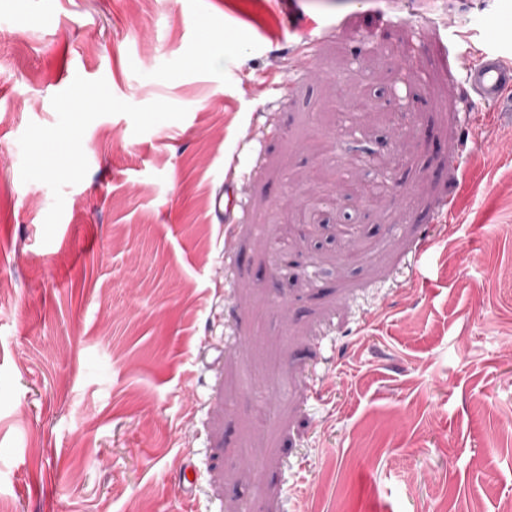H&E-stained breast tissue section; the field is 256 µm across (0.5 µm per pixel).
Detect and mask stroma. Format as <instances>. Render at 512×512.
<instances>
[{
    "label": "stroma",
    "mask_w": 512,
    "mask_h": 512,
    "mask_svg": "<svg viewBox=\"0 0 512 512\" xmlns=\"http://www.w3.org/2000/svg\"><path fill=\"white\" fill-rule=\"evenodd\" d=\"M312 20L314 79L262 89ZM493 48L512 0H0V512H500L512 101L467 123L460 80ZM45 136L81 164L31 174Z\"/></svg>",
    "instance_id": "obj_1"
}]
</instances>
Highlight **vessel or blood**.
I'll return each instance as SVG.
<instances>
[{
  "label": "vessel or blood",
  "instance_id": "1",
  "mask_svg": "<svg viewBox=\"0 0 512 512\" xmlns=\"http://www.w3.org/2000/svg\"><path fill=\"white\" fill-rule=\"evenodd\" d=\"M315 46L314 38H302L295 52L289 57L284 71L274 72L267 77L266 88L278 87L286 74L292 76L293 80H301L311 69ZM463 84L467 93L465 112L486 110L512 92V61L505 60L496 53L482 54L465 67Z\"/></svg>",
  "mask_w": 512,
  "mask_h": 512
}]
</instances>
